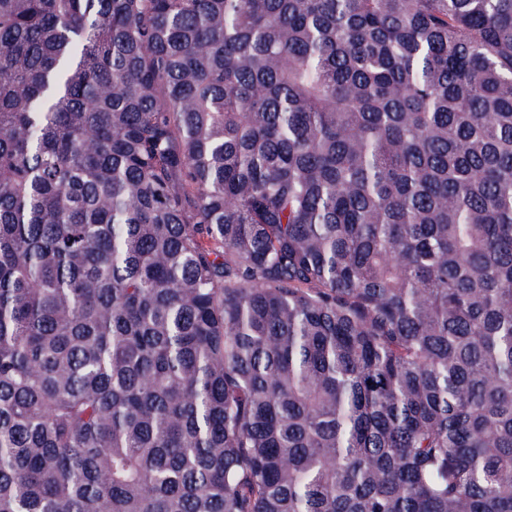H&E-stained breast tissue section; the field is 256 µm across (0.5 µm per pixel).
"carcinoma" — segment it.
<instances>
[{"mask_svg": "<svg viewBox=\"0 0 512 512\" xmlns=\"http://www.w3.org/2000/svg\"><path fill=\"white\" fill-rule=\"evenodd\" d=\"M0 512H512V0H0Z\"/></svg>", "mask_w": 512, "mask_h": 512, "instance_id": "obj_1", "label": "carcinoma"}]
</instances>
